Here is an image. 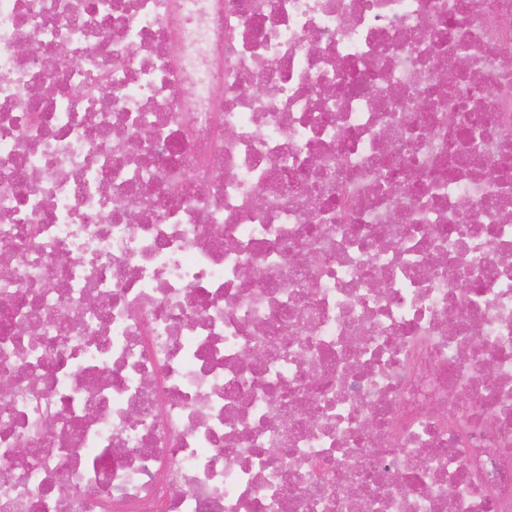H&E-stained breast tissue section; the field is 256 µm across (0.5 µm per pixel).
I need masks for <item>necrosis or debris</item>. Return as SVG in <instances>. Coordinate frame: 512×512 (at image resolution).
Segmentation results:
<instances>
[{"mask_svg":"<svg viewBox=\"0 0 512 512\" xmlns=\"http://www.w3.org/2000/svg\"><path fill=\"white\" fill-rule=\"evenodd\" d=\"M482 3L0 0V512H512Z\"/></svg>","mask_w":512,"mask_h":512,"instance_id":"obj_1","label":"necrosis or debris"}]
</instances>
